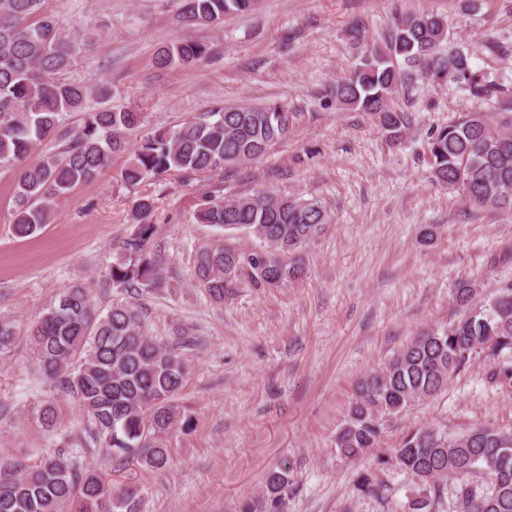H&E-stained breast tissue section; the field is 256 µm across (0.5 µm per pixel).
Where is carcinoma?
<instances>
[{
    "instance_id": "cac0c4a2",
    "label": "carcinoma",
    "mask_w": 512,
    "mask_h": 512,
    "mask_svg": "<svg viewBox=\"0 0 512 512\" xmlns=\"http://www.w3.org/2000/svg\"><path fill=\"white\" fill-rule=\"evenodd\" d=\"M44 0H0V165L19 169L11 228L23 239L49 223L56 201L94 180L121 153L130 154L123 184L134 188L167 172L182 182L221 174L262 158L288 138L294 115L278 104L221 107L185 120L175 129L149 131L134 109L90 104L88 91L63 78L74 51ZM256 0H179L186 25H213L243 13ZM357 57L349 73L330 89L341 106L367 112L397 139L410 117L390 107L415 76L464 87L491 101L499 121L492 127L479 112H461L435 129L427 142L435 181L457 191L474 207L512 215V94L476 70L472 54L454 45L447 21L438 15L409 16L388 33L385 47L363 43L359 26L350 30ZM208 47L184 38L160 50L162 69L193 65ZM70 112L82 123H65ZM54 150L31 155L42 144ZM155 198L139 197L129 214L133 225L124 252L109 270L114 288L151 291L161 282L162 257L151 251ZM199 224L243 231L263 247L253 257L221 247H204L196 259L200 287L215 300L246 276L259 288H279L304 275L303 249L331 222L327 204L261 192L224 200L205 197ZM140 305L114 302L98 309L92 291L74 285L28 327L26 336L40 367L55 388L74 396L85 422L80 449L59 450L28 466L0 456V512H141L140 491L116 488L84 462L105 449L150 470L171 462L165 441L182 420L176 396L189 364L176 348L145 334ZM20 332L0 317V362L9 358ZM512 285L446 327L421 332L381 369L359 385L349 420L336 448L353 459L375 446L383 418L439 392L475 353L493 359L489 379L512 384ZM395 464L422 486L403 512H448L442 484L454 485L455 512H512V433L477 426L450 437L434 427L409 431L396 449ZM481 472L488 485L469 476ZM285 473L268 479L260 504L244 501L239 512H286L280 490Z\"/></svg>"
}]
</instances>
